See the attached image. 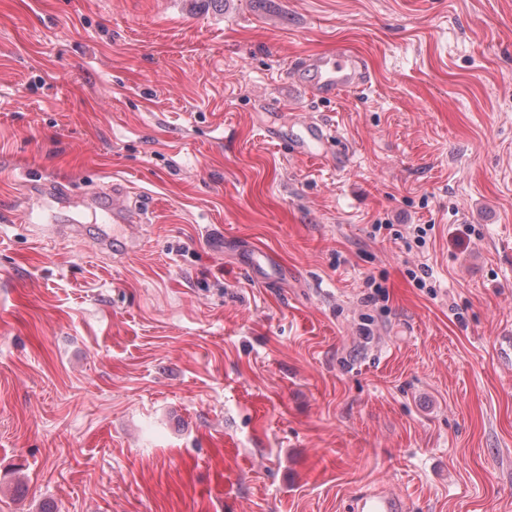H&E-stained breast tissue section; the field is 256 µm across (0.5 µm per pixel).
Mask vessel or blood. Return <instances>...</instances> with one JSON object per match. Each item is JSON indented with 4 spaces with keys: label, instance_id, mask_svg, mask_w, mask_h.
Segmentation results:
<instances>
[{
    "label": "vessel or blood",
    "instance_id": "vessel-or-blood-1",
    "mask_svg": "<svg viewBox=\"0 0 512 512\" xmlns=\"http://www.w3.org/2000/svg\"><path fill=\"white\" fill-rule=\"evenodd\" d=\"M302 69L306 76V89L325 99L357 89L370 80L360 56L347 49L329 55L307 56ZM268 133L297 156L316 158L332 167L347 162L345 155L336 152L334 136L324 123L295 117L286 126L269 127ZM128 193L126 185L116 183L95 200L93 207L98 210L102 221L108 224L140 223V212L127 204ZM351 509L352 512H409L410 504L399 493L373 490L357 495Z\"/></svg>",
    "mask_w": 512,
    "mask_h": 512
}]
</instances>
